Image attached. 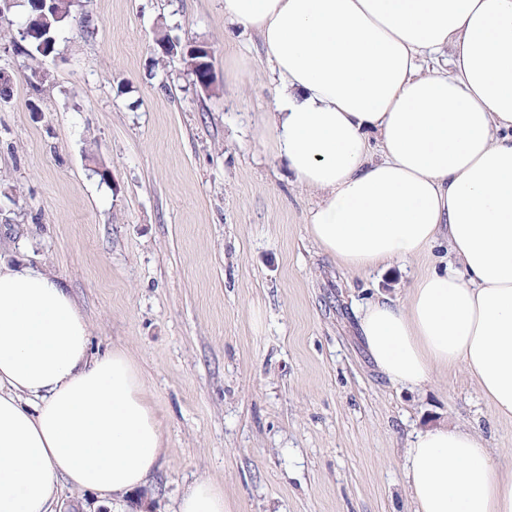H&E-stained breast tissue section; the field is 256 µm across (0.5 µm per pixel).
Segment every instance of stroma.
Masks as SVG:
<instances>
[{"label": "stroma", "instance_id": "stroma-1", "mask_svg": "<svg viewBox=\"0 0 512 512\" xmlns=\"http://www.w3.org/2000/svg\"><path fill=\"white\" fill-rule=\"evenodd\" d=\"M25 11L0 14V258L51 270L92 350L128 348L166 443L137 494L63 482L54 512H176L200 478L234 512H412L406 450L439 426L477 432L512 471V418L464 372L392 383L360 333L363 307L404 299L447 244L369 275L318 247L319 195L264 132L260 41L228 37L223 0H80L36 87L5 46ZM164 35L210 48V90L183 53L157 61Z\"/></svg>", "mask_w": 512, "mask_h": 512}]
</instances>
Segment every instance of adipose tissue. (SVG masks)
<instances>
[{
    "label": "adipose tissue",
    "mask_w": 512,
    "mask_h": 512,
    "mask_svg": "<svg viewBox=\"0 0 512 512\" xmlns=\"http://www.w3.org/2000/svg\"><path fill=\"white\" fill-rule=\"evenodd\" d=\"M277 79L264 127L320 198V249L368 274L444 241L453 256L359 327L391 382L463 369L512 417V0H223ZM163 421L128 349L94 354L47 269L0 262V512H52L59 483L129 494L163 454ZM413 512H512V474L474 432L407 450ZM178 512H232L202 478Z\"/></svg>",
    "instance_id": "ef3b65f1"
}]
</instances>
